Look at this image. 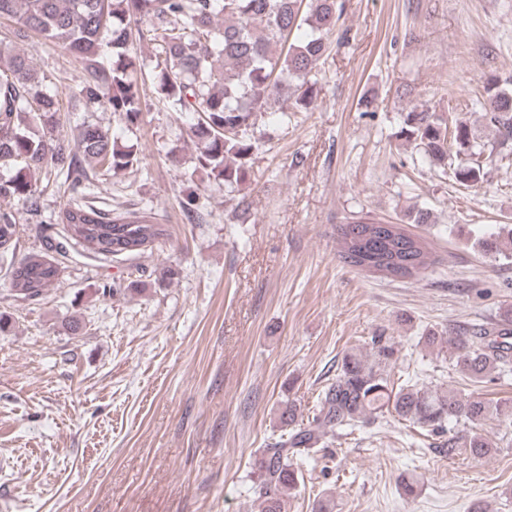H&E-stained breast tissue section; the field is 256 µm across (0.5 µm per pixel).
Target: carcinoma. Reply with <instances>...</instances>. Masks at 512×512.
Wrapping results in <instances>:
<instances>
[{
  "label": "carcinoma",
  "instance_id": "carcinoma-1",
  "mask_svg": "<svg viewBox=\"0 0 512 512\" xmlns=\"http://www.w3.org/2000/svg\"><path fill=\"white\" fill-rule=\"evenodd\" d=\"M338 0H0V199L13 200L37 214L48 190L67 193L55 223L65 237L93 256L128 260L153 248L166 236L159 214L149 207L123 204L100 207L89 198L93 181L139 168L137 147L119 134H133L143 120L142 86L137 73L145 65L132 54L137 42H149L156 65L151 72L157 94L173 112H189L196 121L189 136L197 150V168L216 186L241 194L250 179L257 117L266 112H307L317 97V75L342 17ZM307 27L306 36L289 42ZM31 35L70 53L82 68L75 97L89 107L112 112L119 132L85 122L77 134H63L57 99L46 77L17 46ZM474 105L490 114L500 143L512 139V93L491 78ZM404 133L435 167L452 169L466 188L484 181L481 145L472 140L464 118L448 124L421 104L404 120ZM467 154L466 163H454ZM95 163L91 172L85 162ZM340 257L347 264L384 278L420 274L429 265L427 244L402 224L384 225L358 217L337 228ZM17 218L0 208V257L16 249ZM512 225L499 227V255L512 259ZM59 269L41 255H29L10 266L11 291L20 299L40 297L58 279ZM373 361L355 354L343 357L336 379L322 391L308 424L297 420V408L286 402L279 415L284 437L263 449L253 466L262 512H282L288 491L297 487V461L306 458L324 430L346 431L366 424L384 411L431 434L447 425L476 424L490 412L512 422V405L489 406L452 390L429 391L408 379L391 384L385 365L394 346L374 337ZM456 365L473 381L497 371L512 372V329H464L448 339ZM449 448L488 455L492 444L482 436L448 437Z\"/></svg>",
  "mask_w": 512,
  "mask_h": 512
}]
</instances>
